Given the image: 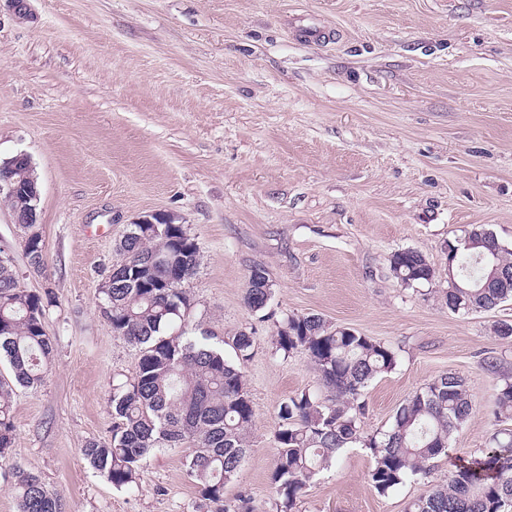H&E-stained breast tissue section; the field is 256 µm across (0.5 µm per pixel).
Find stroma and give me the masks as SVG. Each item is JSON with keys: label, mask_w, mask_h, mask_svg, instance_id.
<instances>
[{"label": "stroma", "mask_w": 512, "mask_h": 512, "mask_svg": "<svg viewBox=\"0 0 512 512\" xmlns=\"http://www.w3.org/2000/svg\"><path fill=\"white\" fill-rule=\"evenodd\" d=\"M0 0V161L27 153L40 186L45 269L26 258L0 200V247L22 288L49 294L52 364L15 387L14 462L60 496L63 512H208L189 447L156 452L138 488L88 464L112 436V386L133 378L136 347L115 335L99 288L128 224L179 216L200 265L187 286L192 335L252 334L242 362L255 418L224 502L277 512L270 481L280 405L320 391L305 351H277L290 315L315 314L395 349L369 383L360 442L312 478L294 512H406L416 476L387 494L368 482L363 438L387 429L435 378H464L473 411L434 461L446 479L489 451L502 425L489 406L512 378V301L454 313L448 242L475 227L512 250V0ZM305 27L331 32L308 42ZM436 269L403 287L399 249ZM273 281L264 311L244 302L251 267ZM497 359L488 369L485 357Z\"/></svg>", "instance_id": "35a3bbf8"}]
</instances>
